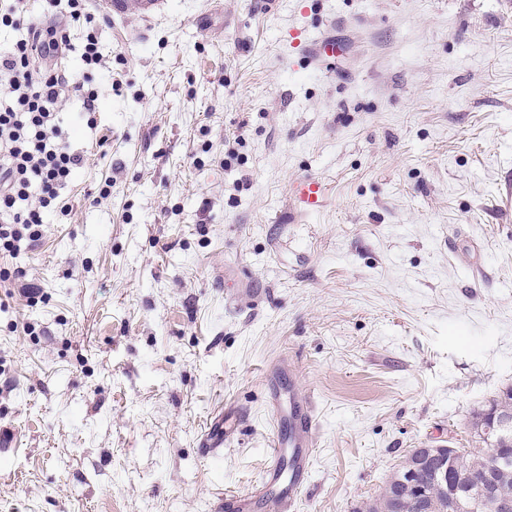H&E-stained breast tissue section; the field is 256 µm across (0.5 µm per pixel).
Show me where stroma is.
<instances>
[{"instance_id":"35a3bbf8","label":"stroma","mask_w":512,"mask_h":512,"mask_svg":"<svg viewBox=\"0 0 512 512\" xmlns=\"http://www.w3.org/2000/svg\"><path fill=\"white\" fill-rule=\"evenodd\" d=\"M90 9L112 77L94 125L60 108L86 164L0 262L22 270L0 288V512H276L279 363L319 420L297 512H355L414 449L474 447L512 385V0ZM292 29L340 49L307 61ZM325 186L319 179L306 177L292 185L291 197L296 212L316 211L322 205ZM229 433L227 421L224 420V412L215 414L205 430L200 445L204 448L206 456L217 459L224 448V439Z\"/></svg>"}]
</instances>
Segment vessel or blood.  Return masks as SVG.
Wrapping results in <instances>:
<instances>
[{"label": "vessel or blood", "instance_id": "b4317fda", "mask_svg": "<svg viewBox=\"0 0 512 512\" xmlns=\"http://www.w3.org/2000/svg\"><path fill=\"white\" fill-rule=\"evenodd\" d=\"M324 196L325 186L316 178L300 179L291 188L293 206L298 212L319 209ZM271 422L276 437L269 451L264 486L276 489L278 512H295L314 456L311 435L318 426V419L311 398L289 393L287 408H274ZM228 433L223 414H215L200 442L206 456L220 457Z\"/></svg>", "mask_w": 512, "mask_h": 512}]
</instances>
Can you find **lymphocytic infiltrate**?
Returning <instances> with one entry per match:
<instances>
[{
    "mask_svg": "<svg viewBox=\"0 0 512 512\" xmlns=\"http://www.w3.org/2000/svg\"><path fill=\"white\" fill-rule=\"evenodd\" d=\"M65 6L70 21L87 32L73 48L67 28L30 19L28 0H0V30L13 31L0 45V256L17 257L39 241L47 217L59 209L63 190L85 164L58 122L57 109L70 94L83 99L79 117L93 124L99 92L94 77L103 67L95 17L87 0H45ZM78 52L79 67L58 60Z\"/></svg>",
    "mask_w": 512,
    "mask_h": 512,
    "instance_id": "1",
    "label": "lymphocytic infiltrate"
}]
</instances>
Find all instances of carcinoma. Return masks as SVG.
<instances>
[{"mask_svg": "<svg viewBox=\"0 0 512 512\" xmlns=\"http://www.w3.org/2000/svg\"><path fill=\"white\" fill-rule=\"evenodd\" d=\"M512 411V386L497 393L484 408L473 414L474 437L483 447L455 448L434 457L418 470L416 480L421 494L405 512H448V496L440 479L439 468L459 477L457 512H489L488 501L512 500V428L500 426L498 415ZM400 484L389 480L383 494L363 503L356 512H391L400 508Z\"/></svg>", "mask_w": 512, "mask_h": 512, "instance_id": "cac0c4a2", "label": "carcinoma"}]
</instances>
